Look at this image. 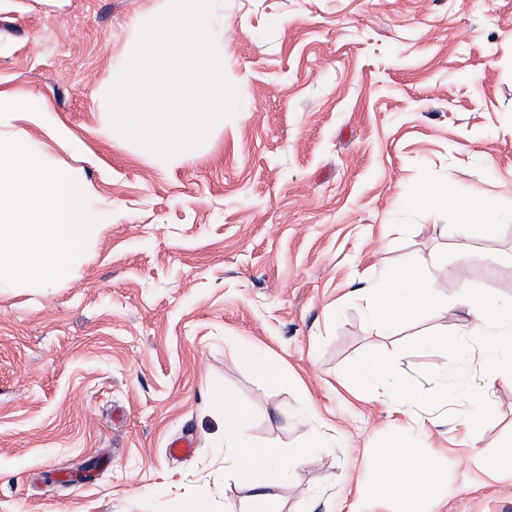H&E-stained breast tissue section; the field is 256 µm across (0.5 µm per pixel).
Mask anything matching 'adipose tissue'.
<instances>
[{
    "instance_id": "ef3b65f1",
    "label": "adipose tissue",
    "mask_w": 512,
    "mask_h": 512,
    "mask_svg": "<svg viewBox=\"0 0 512 512\" xmlns=\"http://www.w3.org/2000/svg\"><path fill=\"white\" fill-rule=\"evenodd\" d=\"M15 118L48 131L59 144H70L73 139L70 129L47 112L39 100L17 98L0 90V124ZM409 202L419 209L450 211L457 223L465 228L480 224L490 231L496 224L492 206L481 197L462 198L452 190L441 189L412 195ZM363 291L371 299L372 319L383 329L391 328L404 317L416 319L428 312L440 314L444 311L438 302L433 278L407 270L387 272L381 279L380 288L367 285ZM456 307L468 318L461 328L463 335L478 341L492 331L512 345V313H498L489 301L473 296L465 289L459 292ZM357 379L366 385H383L404 411H411L410 390L377 358L368 356L362 360ZM212 400L224 416V465L243 477H250L263 467L287 475L290 464L305 460L310 449L327 445V431L315 427L310 430L305 445L289 455L261 450L247 432L246 410L236 395L226 389L217 390L213 392ZM373 484L380 499L399 503L401 512H418L422 501L436 498L439 493V476L434 466L416 449L403 443L393 444L383 452L373 468Z\"/></svg>"
}]
</instances>
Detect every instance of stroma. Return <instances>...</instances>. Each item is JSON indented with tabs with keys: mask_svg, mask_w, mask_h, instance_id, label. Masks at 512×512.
Instances as JSON below:
<instances>
[{
	"mask_svg": "<svg viewBox=\"0 0 512 512\" xmlns=\"http://www.w3.org/2000/svg\"><path fill=\"white\" fill-rule=\"evenodd\" d=\"M146 3L0 0V90L43 99L81 147L0 129L82 169L112 213L66 278L0 290V512H244L251 485L224 469L210 399L224 388L257 443L336 436L275 487V512H368L371 464L394 440L439 472L421 512H512V475L491 474L512 384L486 388L456 309L443 354L421 346L434 315L382 331L360 290L411 269L444 302L462 288L512 302V0H225L215 35L241 107L181 164L101 134ZM448 185L494 204V237L406 209ZM242 344L295 385L259 377ZM366 355L445 391L447 411L412 422L382 388L352 386ZM181 436L194 453L169 455Z\"/></svg>",
	"mask_w": 512,
	"mask_h": 512,
	"instance_id": "1",
	"label": "stroma"
}]
</instances>
